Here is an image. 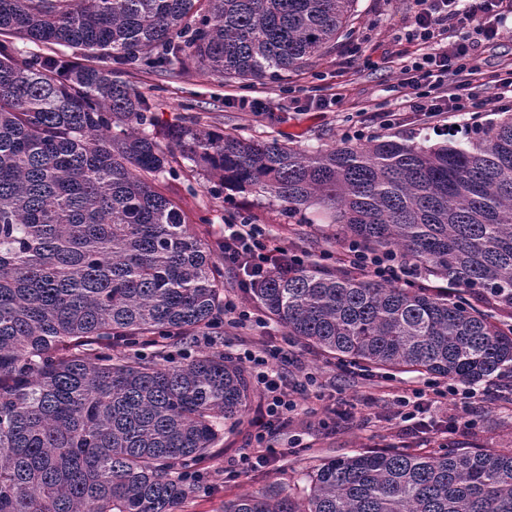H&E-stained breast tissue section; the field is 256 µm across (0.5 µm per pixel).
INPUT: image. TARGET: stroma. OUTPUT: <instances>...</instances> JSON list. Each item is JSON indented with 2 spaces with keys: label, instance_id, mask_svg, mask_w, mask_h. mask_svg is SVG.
Returning a JSON list of instances; mask_svg holds the SVG:
<instances>
[{
  "label": "stroma",
  "instance_id": "35a3bbf8",
  "mask_svg": "<svg viewBox=\"0 0 512 512\" xmlns=\"http://www.w3.org/2000/svg\"><path fill=\"white\" fill-rule=\"evenodd\" d=\"M415 0H357L351 19L353 33L311 66L278 80L217 82L195 71L172 70L165 75L129 70L122 78L151 95L157 132L183 118L205 128H217L259 140H286L305 150L327 149L342 143H368L391 137H411L432 145L447 136L463 140L465 132L493 120V113L446 112L424 118L400 108L399 86L404 62L418 53L405 33L416 11ZM340 93L341 105L320 107L306 91ZM242 96L269 101L265 112L240 110ZM394 111L399 123L383 126L384 112ZM179 178L164 181L163 190L183 210L204 240L215 244L224 226L238 215L252 216L270 234L297 245L312 256L338 252L330 226L289 223L277 201L238 193L225 204L224 192L191 162L181 164ZM279 350L275 369L294 384L299 408L288 427L266 439L276 454L267 466L242 470L241 456L253 454L252 422L265 400L261 387L241 420L224 427L213 454L198 462L202 479L179 512H224L226 501L248 490L288 492L304 485L314 460L389 448L425 453L448 448H512V375L495 383H479L483 401L467 413L468 422L451 439L434 438L430 429L411 437L399 435L390 419L405 390L422 385L418 373L341 365L310 347L294 343L286 329L270 319L246 326L225 325L224 352L235 357L244 350Z\"/></svg>",
  "mask_w": 512,
  "mask_h": 512
}]
</instances>
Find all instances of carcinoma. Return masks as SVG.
Listing matches in <instances>:
<instances>
[{
	"label": "carcinoma",
	"mask_w": 512,
	"mask_h": 512,
	"mask_svg": "<svg viewBox=\"0 0 512 512\" xmlns=\"http://www.w3.org/2000/svg\"><path fill=\"white\" fill-rule=\"evenodd\" d=\"M355 2L0 0V512H178L191 463L245 411L224 268L157 188L175 150L459 289L311 261L273 272L249 295L296 341L465 385L512 372V113L433 147L309 153L187 121L163 146L152 100L119 78L177 61L276 80L349 35ZM16 39L39 51L18 59ZM224 512H512V448L326 459L302 490Z\"/></svg>",
	"instance_id": "1"
}]
</instances>
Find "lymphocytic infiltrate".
<instances>
[{"label": "lymphocytic infiltrate", "instance_id": "f902f5d3", "mask_svg": "<svg viewBox=\"0 0 512 512\" xmlns=\"http://www.w3.org/2000/svg\"><path fill=\"white\" fill-rule=\"evenodd\" d=\"M512 14V0H419L410 22V37L434 43L433 52L422 54L401 69L405 109L425 115L442 112H497L512 106V67L488 66L479 57L485 45L502 34L503 22ZM454 76L451 92L440 93L445 76ZM489 84L497 88L496 97L477 102L468 94L470 85ZM342 262L350 269L377 279L408 283L411 264L396 252L373 251L358 241L343 239ZM224 260L242 271L240 288L254 287L272 272L296 268L302 255L282 246L262 224H228L224 227ZM263 385L270 401L255 423L256 443H264L274 428L287 425L296 403L281 377L268 368L262 355L243 356Z\"/></svg>", "mask_w": 512, "mask_h": 512}]
</instances>
